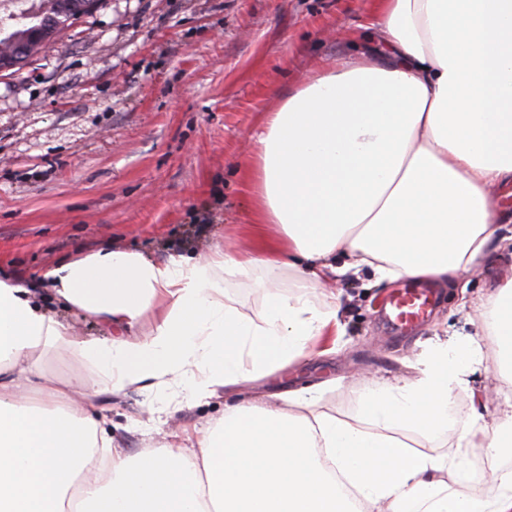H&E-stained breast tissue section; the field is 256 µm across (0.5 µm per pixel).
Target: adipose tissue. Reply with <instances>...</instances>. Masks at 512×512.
Returning a JSON list of instances; mask_svg holds the SVG:
<instances>
[{
	"mask_svg": "<svg viewBox=\"0 0 512 512\" xmlns=\"http://www.w3.org/2000/svg\"><path fill=\"white\" fill-rule=\"evenodd\" d=\"M372 28L381 55L337 58L254 134L257 246L164 262L103 248L49 268L38 290L0 278V512H512L499 462L512 398L492 423L457 406L485 362L471 338L436 342L413 379L371 384L351 423L318 411L309 388L128 454L91 411L133 386L164 393L150 412L190 408L302 357L339 327L328 279L367 267L379 281L456 282L512 247L490 196L512 181V0H379ZM256 275L260 325L224 300L225 277ZM55 306L112 333L73 335ZM478 309L511 386L512 276ZM57 346L77 363L62 385L40 359ZM400 430L498 465L476 484L460 457L411 451Z\"/></svg>",
	"mask_w": 512,
	"mask_h": 512,
	"instance_id": "adipose-tissue-1",
	"label": "adipose tissue"
}]
</instances>
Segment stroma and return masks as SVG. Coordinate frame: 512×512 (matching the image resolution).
I'll return each instance as SVG.
<instances>
[{
    "label": "stroma",
    "instance_id": "stroma-1",
    "mask_svg": "<svg viewBox=\"0 0 512 512\" xmlns=\"http://www.w3.org/2000/svg\"><path fill=\"white\" fill-rule=\"evenodd\" d=\"M373 13L374 0H102L21 71L0 75V275L26 283L103 247L156 262L248 247L253 133L315 70L376 50ZM510 271L505 252L462 284L439 283L432 313L408 333L383 316L397 283L363 271L331 284L344 331L334 350L312 347L157 422L145 410L153 391L138 387L98 398L94 412L130 452L216 421L225 405L310 386L319 410L352 418L369 382L413 376L429 338L475 337L490 349L477 306ZM224 295L262 322L257 283L226 280Z\"/></svg>",
    "mask_w": 512,
    "mask_h": 512
}]
</instances>
